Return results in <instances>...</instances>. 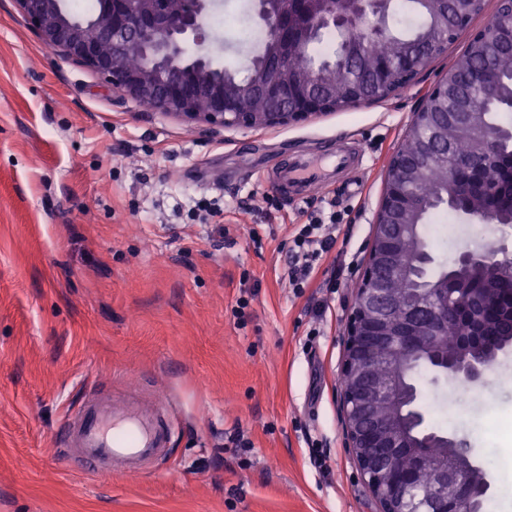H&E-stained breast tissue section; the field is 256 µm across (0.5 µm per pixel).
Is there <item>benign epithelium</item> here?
Here are the masks:
<instances>
[{
  "mask_svg": "<svg viewBox=\"0 0 512 512\" xmlns=\"http://www.w3.org/2000/svg\"><path fill=\"white\" fill-rule=\"evenodd\" d=\"M393 0H258V15L272 39L254 57L251 87L224 81V69L213 63L206 47L205 19L212 0H98L85 15L68 11L63 0H13L28 28L44 47L93 72L105 85L140 106L211 129L274 128L307 122L336 110L369 104L399 91L401 81H414L433 62V54L417 49L389 55L368 75L357 71L359 44L385 40ZM483 0H420L423 10L442 16L441 26L427 36L432 48L448 46V35L467 30L462 20L478 14ZM344 37V51L332 64L349 72L346 95L314 89L321 66L288 52L291 40L305 41L326 30ZM490 35L512 44V0L498 9L484 29L469 38ZM142 55L141 66L127 63L131 48ZM478 100L463 102L462 112H434V102L448 95L449 80L437 84L413 113L406 134L419 136L422 155L443 162L437 192L431 198L418 187L427 170L406 164L394 153L387 165L381 201L364 272L348 315L341 363L340 412L347 448L372 493L378 512H478L491 481L466 444L429 432L415 435L404 414L418 390L407 384L422 362L436 374L468 384L481 382L490 363L512 349V332L497 347L485 342L482 311L490 303L512 298V262L495 259L496 251L465 249L440 276L426 275L434 262L421 229L429 206L456 201L458 213L493 222L495 214L464 208L469 189L456 170L486 168L512 144V128H489L478 106L503 98L506 91L482 74L474 78ZM465 130L476 141L475 152L448 161V136ZM402 278L400 294L391 281ZM471 321L467 338L450 348L442 339L448 321ZM396 408L382 419L380 408ZM434 439L444 447L443 459L427 452Z\"/></svg>",
  "mask_w": 512,
  "mask_h": 512,
  "instance_id": "7a95c632",
  "label": "benign epithelium"
}]
</instances>
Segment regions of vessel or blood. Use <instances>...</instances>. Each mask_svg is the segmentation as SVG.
Returning a JSON list of instances; mask_svg holds the SVG:
<instances>
[{
	"instance_id": "1",
	"label": "vessel or blood",
	"mask_w": 512,
	"mask_h": 512,
	"mask_svg": "<svg viewBox=\"0 0 512 512\" xmlns=\"http://www.w3.org/2000/svg\"><path fill=\"white\" fill-rule=\"evenodd\" d=\"M354 167L351 156L339 152L284 166L278 180L311 188L325 183L328 170ZM168 412L165 404L147 407L135 400L117 404L94 395L66 412L55 447L65 459L97 474L134 476L169 455Z\"/></svg>"
}]
</instances>
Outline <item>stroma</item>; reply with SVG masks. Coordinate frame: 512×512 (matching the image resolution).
Instances as JSON below:
<instances>
[{"instance_id": "35a3bbf8", "label": "stroma", "mask_w": 512, "mask_h": 512, "mask_svg": "<svg viewBox=\"0 0 512 512\" xmlns=\"http://www.w3.org/2000/svg\"><path fill=\"white\" fill-rule=\"evenodd\" d=\"M466 45L383 102L213 132L60 59L0 0V512H377L344 445L341 338L386 162ZM330 137L361 152L356 173L309 195L272 188L280 160L322 156ZM200 198L223 223L189 218ZM328 201L348 217L294 295L286 244ZM422 234L438 269L468 246L512 249V226L447 210ZM415 384L428 428L463 440L494 512H512V352L477 384L425 368ZM96 389L175 403L167 463L104 477L55 453L65 410Z\"/></svg>"}]
</instances>
